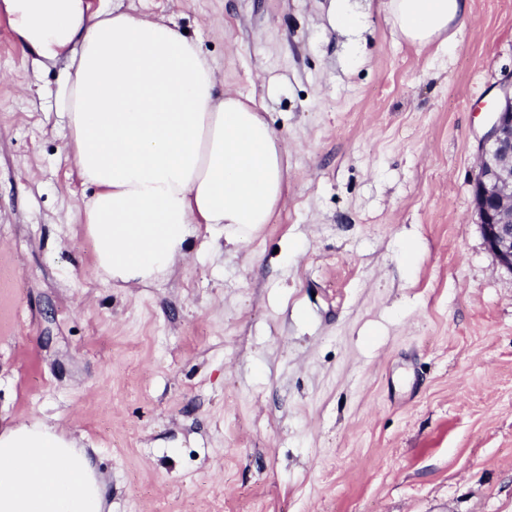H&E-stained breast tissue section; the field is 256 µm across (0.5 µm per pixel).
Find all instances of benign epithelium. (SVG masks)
<instances>
[{
  "instance_id": "7a95c632",
  "label": "benign epithelium",
  "mask_w": 512,
  "mask_h": 512,
  "mask_svg": "<svg viewBox=\"0 0 512 512\" xmlns=\"http://www.w3.org/2000/svg\"><path fill=\"white\" fill-rule=\"evenodd\" d=\"M471 202L488 252L512 274V73L501 82L494 121L480 144Z\"/></svg>"
}]
</instances>
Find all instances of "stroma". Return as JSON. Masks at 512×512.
<instances>
[{
  "label": "stroma",
  "instance_id": "obj_1",
  "mask_svg": "<svg viewBox=\"0 0 512 512\" xmlns=\"http://www.w3.org/2000/svg\"><path fill=\"white\" fill-rule=\"evenodd\" d=\"M83 0L186 29L288 146L244 241L195 226L166 280L94 274L51 59L0 32V427L81 436L112 512H512V274L471 205L512 0L451 44L384 0ZM349 1L331 0L329 22L334 28L350 30L361 24V17L352 10Z\"/></svg>",
  "mask_w": 512,
  "mask_h": 512
}]
</instances>
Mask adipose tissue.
<instances>
[{"label":"adipose tissue","mask_w":512,"mask_h":512,"mask_svg":"<svg viewBox=\"0 0 512 512\" xmlns=\"http://www.w3.org/2000/svg\"><path fill=\"white\" fill-rule=\"evenodd\" d=\"M25 45L51 57L79 42L57 106L80 178L100 279L147 284L183 257L194 225L225 239L272 223L288 148L254 99L217 89L212 64L176 23L118 9L85 24L81 0H0ZM469 0H387L395 35L452 43ZM107 482L87 448L43 418L0 430V512H104Z\"/></svg>","instance_id":"1"}]
</instances>
